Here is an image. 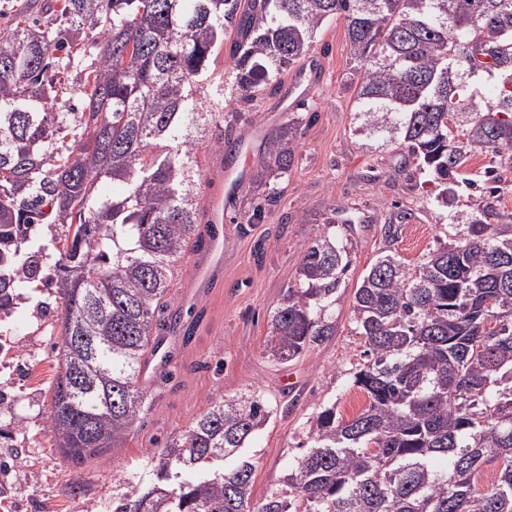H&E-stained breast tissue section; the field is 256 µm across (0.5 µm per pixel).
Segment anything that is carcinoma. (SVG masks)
Instances as JSON below:
<instances>
[{
	"label": "carcinoma",
	"mask_w": 512,
	"mask_h": 512,
	"mask_svg": "<svg viewBox=\"0 0 512 512\" xmlns=\"http://www.w3.org/2000/svg\"><path fill=\"white\" fill-rule=\"evenodd\" d=\"M344 18L356 62V132L400 140L440 189L470 158L512 161V0H52L0 30V323L28 288H55L62 344L47 422L76 465L121 448L149 407L139 382L154 353L177 264L194 249L199 144L224 122L211 67L229 56L237 101L305 58ZM61 53L54 59L52 54ZM492 82L485 102L469 91ZM74 78L79 108L58 103ZM271 132L253 209L278 202L303 121ZM482 204L453 213L460 241L410 266L378 258L353 293L368 405L312 417L309 449L283 488L252 497L241 453L272 416L262 397L218 396L157 453L154 480L112 512H512V215L483 171ZM110 180L119 190L97 193ZM47 226L50 237L40 234ZM349 266L336 235L303 249L270 319L287 363L336 335L331 308ZM494 482L476 486L486 466Z\"/></svg>",
	"instance_id": "1"
}]
</instances>
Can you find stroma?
Wrapping results in <instances>:
<instances>
[{"mask_svg": "<svg viewBox=\"0 0 512 512\" xmlns=\"http://www.w3.org/2000/svg\"><path fill=\"white\" fill-rule=\"evenodd\" d=\"M311 54L320 59L321 74L306 101L288 95L304 70L298 63L283 73L278 92L227 103L236 118L235 151L225 153L213 135L199 146V196L204 201L224 196L219 274L198 296L185 297L196 260L190 253L181 261L170 310L182 324L193 325L194 333L172 346L162 372L144 383L152 408L107 462L77 468L54 447L46 417L58 367L55 317L62 305L43 289L30 291L20 303L9 320L10 334L0 335V347L31 350L35 368L15 369L0 354V393L9 398L0 411V512H112L114 497L150 485L153 453L220 393L231 398L254 392L272 408L268 423L240 454L254 466L253 496L259 499L283 485L309 441L315 411L332 405L347 419L366 406V395L353 384L366 361L351 312L358 282L381 256L413 264L454 243L458 229L450 211H472L482 195L462 187L452 207H443L434 183L404 144L369 149L354 134L353 61L344 19L325 26ZM306 102L316 105L318 115L302 129L279 201L260 221H251L259 147ZM231 177L243 183L238 192L229 190ZM333 203L338 210L332 214ZM330 217L350 260L332 308L336 334L293 361H275L266 352L270 316L293 280L304 246L324 231ZM391 222L399 225L393 238L384 234ZM76 484L81 493H72Z\"/></svg>", "mask_w": 512, "mask_h": 512, "instance_id": "1", "label": "stroma"}]
</instances>
